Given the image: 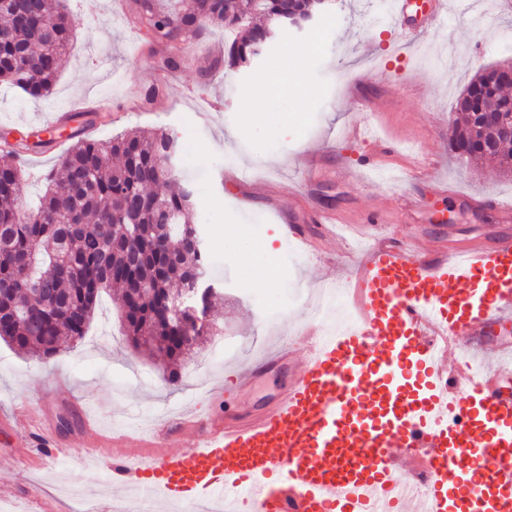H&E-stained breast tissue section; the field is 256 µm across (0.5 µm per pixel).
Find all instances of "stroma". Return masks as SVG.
I'll use <instances>...</instances> for the list:
<instances>
[{
  "instance_id": "stroma-1",
  "label": "stroma",
  "mask_w": 512,
  "mask_h": 512,
  "mask_svg": "<svg viewBox=\"0 0 512 512\" xmlns=\"http://www.w3.org/2000/svg\"><path fill=\"white\" fill-rule=\"evenodd\" d=\"M74 39L61 59L48 97L35 99L0 87V131L41 133L68 103L99 102L96 139L108 141L135 129H162L181 142L183 173L195 187L198 223L209 234L210 275L224 300L209 315L210 336L195 347L177 384L162 367L127 343L110 296L98 303L81 341H62L52 367L0 341V415L31 402L41 426L25 422L10 436L9 463L0 466V503L9 512H59L73 505V490L93 494L97 506L113 497L112 473L97 454L113 433L142 424L160 407L194 410L197 396L297 331L307 320L305 303L321 285L341 275L338 261L351 249L341 240L315 238L312 252L287 250L271 200L292 206L300 225L315 228L320 212L344 221L381 214L390 235L412 237L421 251L437 240L460 244L512 234L491 210L477 211L465 198L495 197L512 203V178L487 171L482 159L456 158L448 147L456 102L489 65L512 62V0H476L465 12L449 10L414 44L397 42L391 0H337L333 13L302 31H281L273 48L247 70H210L224 52V32L177 45V71L162 69L149 39L135 31L129 0H62ZM278 73V85L265 84ZM360 96L381 101L370 116L349 99V80ZM261 96L264 114L249 118L248 94ZM219 102L221 110L210 109ZM358 127L365 138H346ZM323 156L311 181L301 179L306 150ZM378 152L380 168L360 176L366 157ZM431 162V175L453 191L439 200L435 224L407 219L406 198L418 185L412 174ZM249 227L248 236L236 233ZM290 301L266 322L258 298ZM304 350L257 383L215 401V413L248 416L272 402L297 372ZM73 428L58 429L60 415ZM41 433L59 443L68 464H23L14 445Z\"/></svg>"
}]
</instances>
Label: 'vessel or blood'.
<instances>
[{"label":"vessel or blood","mask_w":512,"mask_h":512,"mask_svg":"<svg viewBox=\"0 0 512 512\" xmlns=\"http://www.w3.org/2000/svg\"><path fill=\"white\" fill-rule=\"evenodd\" d=\"M445 0H394L401 30L440 22ZM359 318L321 329L288 388L246 420L182 417L149 443L113 453L112 481L140 508L195 512H512V348L497 365L450 371L444 346L512 320V235L429 253L377 236L353 260ZM295 337L224 375L253 383L289 358ZM181 450H173V443ZM428 478L413 487L397 456Z\"/></svg>","instance_id":"b4317fda"}]
</instances>
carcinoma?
<instances>
[{"label":"carcinoma","mask_w":512,"mask_h":512,"mask_svg":"<svg viewBox=\"0 0 512 512\" xmlns=\"http://www.w3.org/2000/svg\"><path fill=\"white\" fill-rule=\"evenodd\" d=\"M131 0L138 30L161 48L202 38L209 28L233 34L225 61L249 67L276 32L288 0ZM71 21L49 0L0 3V85L32 97L47 96L58 61L69 45ZM501 80L476 76L460 100L462 121L452 133L460 159L480 155L512 175V139L497 130L495 114L512 102ZM59 177H45L46 191L33 208L18 201L25 173L18 156L53 139L21 136L0 153V340L38 356L47 366L59 340L86 335L102 294L122 289L120 319L127 340L147 346L175 365L192 351L173 339L180 325L172 295L206 278L208 245L190 237L196 196L181 172L178 140L165 131L134 132L100 142L73 133Z\"/></svg>","instance_id":"carcinoma-1"}]
</instances>
